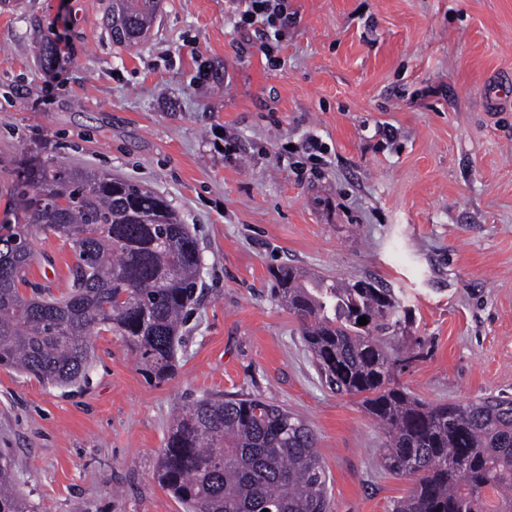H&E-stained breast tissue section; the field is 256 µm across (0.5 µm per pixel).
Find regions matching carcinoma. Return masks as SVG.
I'll use <instances>...</instances> for the list:
<instances>
[{
    "instance_id": "obj_1",
    "label": "carcinoma",
    "mask_w": 512,
    "mask_h": 512,
    "mask_svg": "<svg viewBox=\"0 0 512 512\" xmlns=\"http://www.w3.org/2000/svg\"><path fill=\"white\" fill-rule=\"evenodd\" d=\"M159 2L112 0V41L144 38ZM14 164V222L0 224V368L79 386L91 367V333L104 327L139 351L149 378L168 379L180 319L198 288L201 253L188 225L163 196L107 171L25 155ZM46 231L75 255L59 299L27 278L33 241ZM273 278L321 379L360 397L385 428L382 465L412 482L391 512H512L511 398L417 400L395 384L382 339L401 324L390 290L370 280L312 279L293 267ZM29 285L26 297L20 287ZM154 475L190 512H329L314 430L260 396L205 397L182 407ZM0 512H31L1 457Z\"/></svg>"
}]
</instances>
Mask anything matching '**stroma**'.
<instances>
[{
    "label": "stroma",
    "instance_id": "stroma-1",
    "mask_svg": "<svg viewBox=\"0 0 512 512\" xmlns=\"http://www.w3.org/2000/svg\"><path fill=\"white\" fill-rule=\"evenodd\" d=\"M111 2L0 0V223L16 157L107 171L171 202L201 290L168 380L99 329L81 387L0 369L18 489L34 512H186L154 476L174 413L255 394L314 429L330 512H391L411 483L321 382L271 271L390 289L410 314L393 374L418 399L512 396V0H288L275 68L230 0H161L131 47ZM74 262L43 235L28 278L61 296Z\"/></svg>",
    "mask_w": 512,
    "mask_h": 512
}]
</instances>
